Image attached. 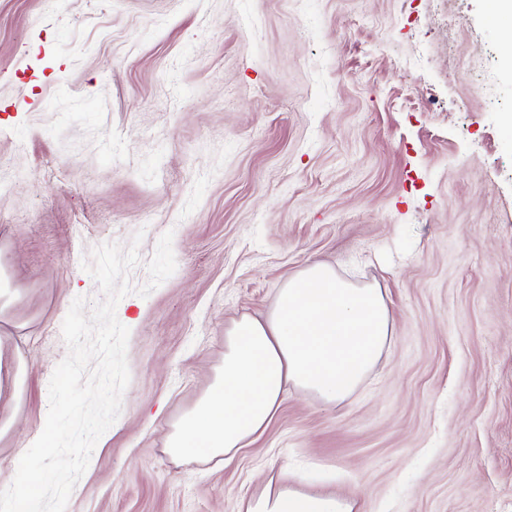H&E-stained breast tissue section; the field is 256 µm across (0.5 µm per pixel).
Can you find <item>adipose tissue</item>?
<instances>
[{"label":"adipose tissue","instance_id":"ef3b65f1","mask_svg":"<svg viewBox=\"0 0 512 512\" xmlns=\"http://www.w3.org/2000/svg\"><path fill=\"white\" fill-rule=\"evenodd\" d=\"M390 329L381 289L354 285L333 266L309 264L283 282L264 317L231 323L224 368L170 436V451L234 455L266 431L290 385L328 404L344 400L379 359ZM242 512H356V503L294 489L283 471Z\"/></svg>","mask_w":512,"mask_h":512}]
</instances>
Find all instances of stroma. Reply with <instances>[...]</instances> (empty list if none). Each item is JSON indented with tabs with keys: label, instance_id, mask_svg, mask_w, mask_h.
<instances>
[{
	"label": "stroma",
	"instance_id": "stroma-1",
	"mask_svg": "<svg viewBox=\"0 0 512 512\" xmlns=\"http://www.w3.org/2000/svg\"><path fill=\"white\" fill-rule=\"evenodd\" d=\"M511 43L486 0H0V487L100 297L83 260L142 233L143 285L170 230L66 512H240L284 467L357 512H512ZM315 261L382 289L377 364L333 406L288 388L231 459L171 454L225 329Z\"/></svg>",
	"mask_w": 512,
	"mask_h": 512
}]
</instances>
